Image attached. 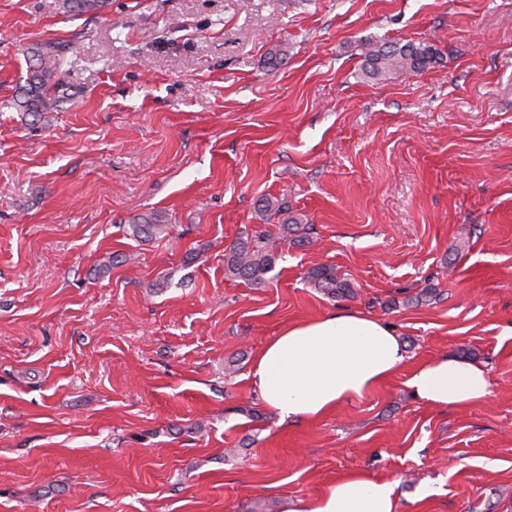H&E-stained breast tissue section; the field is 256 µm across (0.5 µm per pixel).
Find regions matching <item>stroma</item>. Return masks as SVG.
<instances>
[{
  "label": "stroma",
  "mask_w": 512,
  "mask_h": 512,
  "mask_svg": "<svg viewBox=\"0 0 512 512\" xmlns=\"http://www.w3.org/2000/svg\"><path fill=\"white\" fill-rule=\"evenodd\" d=\"M368 40L443 59L375 82ZM35 43L71 95L39 117L13 104ZM266 197L309 241L256 288L224 251L278 235ZM342 308L490 399L438 410L402 371L280 422L258 353ZM353 472L396 512H512V0H0V512H284ZM130 234L134 238H142L143 236H157L165 233L168 225L161 224V220L156 215L141 217L134 224L129 225ZM306 279L314 288H319L332 297H343L352 292L350 281L338 276L336 270L330 266L311 268L306 273Z\"/></svg>",
  "instance_id": "stroma-1"
}]
</instances>
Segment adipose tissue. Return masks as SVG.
Here are the masks:
<instances>
[{
  "label": "adipose tissue",
  "mask_w": 512,
  "mask_h": 512,
  "mask_svg": "<svg viewBox=\"0 0 512 512\" xmlns=\"http://www.w3.org/2000/svg\"><path fill=\"white\" fill-rule=\"evenodd\" d=\"M406 359L388 325L340 310L284 327L257 356L251 382L281 421L316 420L381 386ZM406 384L418 399L442 410L474 407L492 394L484 367L445 355L417 364ZM286 512H396L394 485L354 472L318 494L290 499Z\"/></svg>",
  "instance_id": "1"
}]
</instances>
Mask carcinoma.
I'll list each match as a JSON object with an SVG mask.
<instances>
[{
  "label": "carcinoma",
  "mask_w": 512,
  "mask_h": 512,
  "mask_svg": "<svg viewBox=\"0 0 512 512\" xmlns=\"http://www.w3.org/2000/svg\"><path fill=\"white\" fill-rule=\"evenodd\" d=\"M69 11L77 14L97 13L108 7V0H64ZM363 76L372 80H383L392 74L414 76L439 62L440 52L429 43H389L367 41L363 43ZM29 64L24 100L17 106L25 112H54L67 101L57 72L64 62L62 48L44 43L26 49ZM131 236H157L165 233L168 225L161 223L156 215L144 216L129 225ZM273 242L265 232L252 235L236 242L224 254L225 272L233 277L248 281L255 287L265 285L275 269L277 256L272 253ZM308 283L327 294L346 296L351 293L350 281L338 276L330 266L321 265L306 273Z\"/></svg>",
  "instance_id": "obj_1"
}]
</instances>
